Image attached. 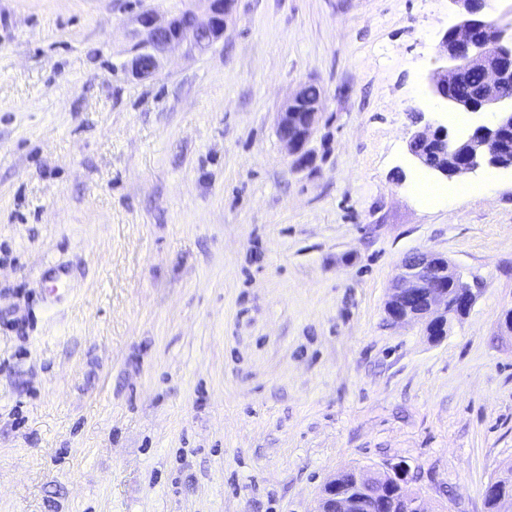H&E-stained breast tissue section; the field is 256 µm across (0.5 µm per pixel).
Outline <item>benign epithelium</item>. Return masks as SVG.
Wrapping results in <instances>:
<instances>
[{
	"label": "benign epithelium",
	"mask_w": 512,
	"mask_h": 512,
	"mask_svg": "<svg viewBox=\"0 0 512 512\" xmlns=\"http://www.w3.org/2000/svg\"><path fill=\"white\" fill-rule=\"evenodd\" d=\"M457 14L458 22L443 34L439 44L442 64L429 76L431 96L446 103L453 112L493 114L490 121L473 125L458 133L442 124L425 123L409 142V153L422 163L416 146L435 140L467 145L463 158L454 164L443 163L432 168L434 174L445 178H462L479 169H512V161L503 162L490 144L502 131L512 133V103L500 95L503 88L512 86V23L490 19L484 12L483 0H448ZM234 0H187L186 8L178 14L160 15L154 9L139 11L134 19L135 51L127 61V69L136 78L154 75L160 67L161 56L175 47L190 53L203 52L224 39ZM477 66L484 74L481 89L466 101L448 91V81L457 78L464 69ZM325 110L322 99L307 98L300 87L276 113V133L288 151L290 165L303 170L316 159L310 147ZM443 256L432 252H414L405 256L400 273L387 303L389 319L397 324L427 325L435 318L448 314V284L458 289L459 311L467 312L474 302L473 289L463 280L459 270L448 268V282L435 275ZM359 495L336 497V486L329 488L325 498L339 506L321 505L315 512H359V496H369L365 512H382V487L388 485L405 500L408 512H423L422 502L405 492L403 474L398 466L387 470L358 473Z\"/></svg>",
	"instance_id": "obj_1"
}]
</instances>
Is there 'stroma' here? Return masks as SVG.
<instances>
[{
  "label": "stroma",
  "mask_w": 512,
  "mask_h": 512,
  "mask_svg": "<svg viewBox=\"0 0 512 512\" xmlns=\"http://www.w3.org/2000/svg\"><path fill=\"white\" fill-rule=\"evenodd\" d=\"M182 0H0V512H313L408 467L425 512H487L512 462V171L411 186L448 0H235L223 41L136 79L130 19ZM327 100L315 163L275 128ZM476 293L431 340L400 261ZM322 89L316 84L302 85L281 106L276 114V133L288 151L290 165L295 170H303L316 159L315 150L310 147L325 110Z\"/></svg>",
  "instance_id": "obj_1"
}]
</instances>
